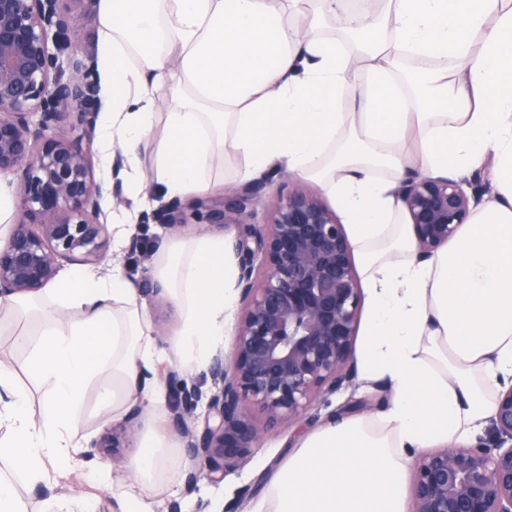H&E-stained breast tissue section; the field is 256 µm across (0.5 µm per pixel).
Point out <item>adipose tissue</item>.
Returning a JSON list of instances; mask_svg holds the SVG:
<instances>
[{
	"label": "adipose tissue",
	"mask_w": 512,
	"mask_h": 512,
	"mask_svg": "<svg viewBox=\"0 0 512 512\" xmlns=\"http://www.w3.org/2000/svg\"><path fill=\"white\" fill-rule=\"evenodd\" d=\"M301 0H97L98 152L122 150L119 178L145 202L139 149L168 197L214 187L213 169L239 155L240 177L285 168L338 200L368 296L360 379L385 382L374 416L304 435L273 474L258 512H405L413 454L466 447L512 378V0H382L350 17L349 43L295 22ZM366 79L340 111L348 76ZM494 158L497 193L450 247L417 262L396 188L421 166L439 176ZM150 273L178 306L177 332L158 346L138 291L120 268L71 269L45 298L0 301V331L31 310L19 334L28 383L0 361V512H27L15 485L56 483L74 470L72 421L95 387L122 417L133 400L165 412V363L201 369L223 348L235 305L224 239H174ZM175 437L148 431L129 463L117 512H153L149 492L175 463Z\"/></svg>",
	"instance_id": "ef3b65f1"
}]
</instances>
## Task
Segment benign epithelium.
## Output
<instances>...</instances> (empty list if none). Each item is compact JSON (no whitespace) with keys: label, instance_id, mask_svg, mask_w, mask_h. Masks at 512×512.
<instances>
[{"label":"benign epithelium","instance_id":"obj_1","mask_svg":"<svg viewBox=\"0 0 512 512\" xmlns=\"http://www.w3.org/2000/svg\"><path fill=\"white\" fill-rule=\"evenodd\" d=\"M78 0H0V173L15 176L20 223L0 244V300L37 295L63 263L96 264L108 243L102 202L112 186L96 179L91 147L101 110L95 54L68 32ZM266 177L198 202L201 222L232 226L242 314L229 355L209 366L203 392L172 369L170 422L194 464L185 492L200 481L221 484L241 469L260 435L252 413L271 425L302 419L312 403L352 385L361 288L352 247L324 202L304 192L279 198L264 223L251 207ZM420 261L448 245L478 204L461 183L419 174L398 188ZM157 223H184L173 200ZM205 412L197 413L200 403ZM134 405L112 438L93 441L100 462L123 461L134 437ZM491 445L435 449L414 467V512H512V384L496 396Z\"/></svg>","mask_w":512,"mask_h":512}]
</instances>
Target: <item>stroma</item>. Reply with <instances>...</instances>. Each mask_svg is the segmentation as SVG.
<instances>
[{
  "label": "stroma",
  "mask_w": 512,
  "mask_h": 512,
  "mask_svg": "<svg viewBox=\"0 0 512 512\" xmlns=\"http://www.w3.org/2000/svg\"><path fill=\"white\" fill-rule=\"evenodd\" d=\"M140 173L144 178L152 176L151 157L148 153L140 155ZM272 184L262 201L253 208L254 220L266 222L270 209L277 197L297 191L311 194H321V187L312 181L296 176L286 175L284 169H274L270 172ZM149 198L146 204L138 206L132 232L147 242L149 254H156L168 240L187 238L204 232V225L195 218H188L185 225L175 229H167L156 224L154 212L165 202L156 184L151 183L147 188ZM370 398L374 401L375 410H382L390 398V392L384 383L372 386L356 384L353 387L340 390L326 399L316 401L309 409L306 418L288 425L283 424L274 428L267 427L261 414H253L254 425L261 430L262 439L241 470L225 478L224 482L213 485L200 481L194 493L184 491L185 473L189 466V450L177 448L178 468L173 482L161 483L156 487L154 496L159 504L157 512H225L227 505L234 499L236 491L241 487H249L250 494L243 502L239 512H253L257 502L265 494L268 479L277 463L290 454L300 437L307 431L313 430L331 420L332 417L344 418L349 416L350 406L354 401ZM79 491L88 494L94 500L95 512H110L112 508L111 488L99 489L92 486L81 474H74L59 484L47 486L21 487V494L29 503L30 512H44L48 501L69 491Z\"/></svg>",
  "instance_id": "35a3bbf8"
}]
</instances>
